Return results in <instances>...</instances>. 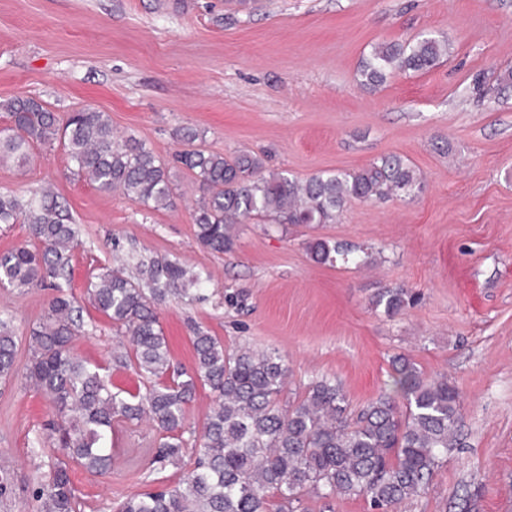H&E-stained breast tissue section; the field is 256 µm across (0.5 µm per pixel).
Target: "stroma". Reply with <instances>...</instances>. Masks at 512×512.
<instances>
[{
    "instance_id": "35a3bbf8",
    "label": "stroma",
    "mask_w": 512,
    "mask_h": 512,
    "mask_svg": "<svg viewBox=\"0 0 512 512\" xmlns=\"http://www.w3.org/2000/svg\"><path fill=\"white\" fill-rule=\"evenodd\" d=\"M419 34L447 39L425 72H396L376 88L359 69L372 46ZM36 96L54 112L92 107L114 133L164 161L197 143L249 149L306 178L401 156L424 188L410 202H349L331 224L236 225L233 252L196 238L198 184L179 173L172 207L153 209L71 173L62 145L37 147L25 171L0 163V193L52 184L78 229L69 286L83 309L73 354L103 367L113 389L135 390L134 367L112 361L130 338L98 312L86 284L98 267L133 258L179 261L208 288L158 309L173 366L191 368L193 327L226 349L278 353L283 399L339 381L352 411L394 392L392 361L447 376L459 391V443L425 491L398 512H512V0H0L1 105ZM318 238L371 251L364 269L313 260ZM416 297L400 315L374 308L380 288ZM51 291L0 287V318L16 342L15 372L0 380V472L11 492L0 512H40L35 491L64 451L44 442L50 402L27 378L29 331ZM214 396L197 387L182 455L160 465L149 422L117 423L112 469L69 473L81 512L181 483Z\"/></svg>"
}]
</instances>
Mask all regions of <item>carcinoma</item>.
<instances>
[{"label":"carcinoma","instance_id":"cac0c4a2","mask_svg":"<svg viewBox=\"0 0 512 512\" xmlns=\"http://www.w3.org/2000/svg\"><path fill=\"white\" fill-rule=\"evenodd\" d=\"M448 54V41L421 35L381 43L362 61L361 83L382 85L395 71H428ZM11 125L0 129V163L20 167L35 146L60 143L74 164L72 174L101 190H119L133 203L156 209L174 204L170 166L133 138L118 140L109 116L86 107L66 121L31 96L0 105ZM175 156L203 193L193 220L196 238L217 253L235 245L234 225L250 217L277 224H329L352 200H412L422 189L416 171L397 155L382 156L353 172H319L299 180L266 168L262 156L238 151L230 157L193 146ZM28 224L30 243L0 253V286L21 293L52 288L55 295L30 329L27 377L56 411L45 439L64 449L68 460L93 474L112 467V429L117 421L148 418L161 434L155 462L180 457L185 448V413L197 383L214 393L196 449L194 467L174 488L152 489L112 506V512H298L303 498L362 496L375 512L398 506L424 491L448 449L457 444L460 395L448 377L428 378L411 362L397 360L394 384L403 406L382 394L354 414L347 396L331 379L312 383L292 405L282 403L288 377L272 352L228 351L199 328L191 337L193 367L171 363L156 304L169 295H188L209 278L176 261L140 262V277L121 267L100 268L86 285L92 306L131 336L132 350L113 362L135 365L153 383L136 392L112 391L103 368L71 351L80 307L68 291L67 272L77 246L76 230L50 191L22 201L0 194V224ZM318 263L342 260L357 268L372 254L337 242L308 244ZM404 288H382L372 305L393 317L410 305ZM16 343L10 322L0 319V378L14 373ZM41 512H76L67 464L39 488Z\"/></svg>","mask_w":512,"mask_h":512}]
</instances>
